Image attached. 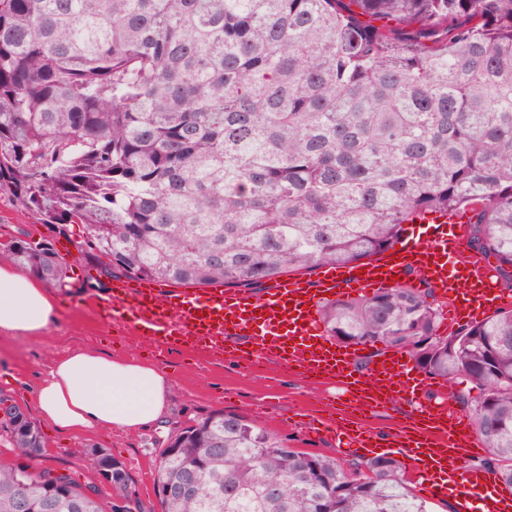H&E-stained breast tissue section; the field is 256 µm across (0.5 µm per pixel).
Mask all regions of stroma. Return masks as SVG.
Wrapping results in <instances>:
<instances>
[{
    "label": "stroma",
    "instance_id": "1",
    "mask_svg": "<svg viewBox=\"0 0 512 512\" xmlns=\"http://www.w3.org/2000/svg\"><path fill=\"white\" fill-rule=\"evenodd\" d=\"M21 231L37 239L45 229L9 196L0 194V241ZM56 247L69 263L71 284L58 289L56 319L40 336L0 334V400L33 414V397L51 364L72 346L81 345L112 358L146 361L156 366L171 384V401L162 425L141 431L112 428L62 435L45 422H38L37 427L48 442L42 465L68 469L80 482L92 483L96 475L88 466V457L93 450H105L125 464L134 481L141 512H161L154 487L161 449L179 427L217 409L237 413L287 436L291 447L297 450L344 463L358 460V453L338 447L334 439L324 434L304 432L289 417L290 410H308L332 402L337 389L309 385L294 374L273 369L251 374L217 358L201 362L193 359L187 349L163 356L155 354L153 345L72 305V298L82 292L83 279L78 275L82 261L73 243L62 239Z\"/></svg>",
    "mask_w": 512,
    "mask_h": 512
}]
</instances>
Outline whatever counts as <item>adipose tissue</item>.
I'll return each instance as SVG.
<instances>
[{"instance_id": "1", "label": "adipose tissue", "mask_w": 512, "mask_h": 512, "mask_svg": "<svg viewBox=\"0 0 512 512\" xmlns=\"http://www.w3.org/2000/svg\"><path fill=\"white\" fill-rule=\"evenodd\" d=\"M56 311V297L47 285L0 263L1 333L40 335ZM169 400L168 381L157 367L74 348L49 368L34 407L65 434L102 426L136 431L162 421Z\"/></svg>"}]
</instances>
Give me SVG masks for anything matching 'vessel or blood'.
<instances>
[{"instance_id": "vessel-or-blood-1", "label": "vessel or blood", "mask_w": 512, "mask_h": 512, "mask_svg": "<svg viewBox=\"0 0 512 512\" xmlns=\"http://www.w3.org/2000/svg\"><path fill=\"white\" fill-rule=\"evenodd\" d=\"M468 220L464 213L434 215L379 257L319 271L312 280L286 277L254 298L221 287L165 291L150 281L117 280L110 292L83 296L80 304L163 351L186 346L254 372L273 362L305 383L337 387L345 402L363 404L361 418L341 427L334 412L305 411V430L331 434L366 456L382 448L401 457L426 495L456 489V512H512V491L469 467L483 447L441 380L420 378L398 352L372 357L359 371L358 349L331 343L318 320L328 296L387 286L410 269L447 300L450 323L484 317L504 295L489 260L468 252ZM393 402L407 406V422L382 447L365 420Z\"/></svg>"}]
</instances>
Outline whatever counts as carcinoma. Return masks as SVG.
<instances>
[{"mask_svg": "<svg viewBox=\"0 0 512 512\" xmlns=\"http://www.w3.org/2000/svg\"><path fill=\"white\" fill-rule=\"evenodd\" d=\"M382 20L377 27L360 20ZM0 192L109 280L260 288L357 263L426 213L471 212L469 244L512 288V0H0ZM1 255L54 288L68 262L23 231ZM326 334L477 390L457 402L512 487V309L441 331L434 289L327 300ZM18 463L50 498L19 408ZM161 512H431L389 455L344 466L214 410L161 452ZM112 497L140 512L124 464Z\"/></svg>", "mask_w": 512, "mask_h": 512, "instance_id": "carcinoma-1", "label": "carcinoma"}]
</instances>
